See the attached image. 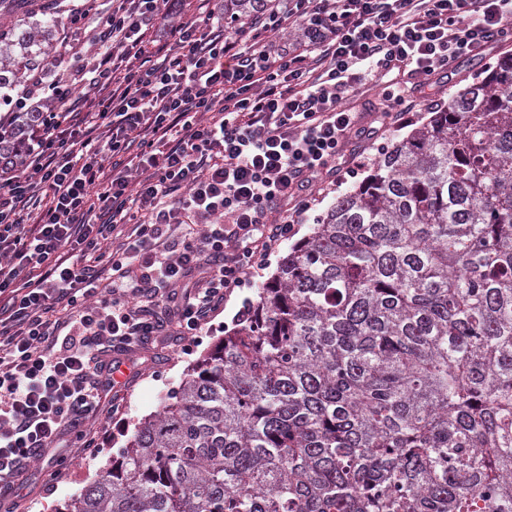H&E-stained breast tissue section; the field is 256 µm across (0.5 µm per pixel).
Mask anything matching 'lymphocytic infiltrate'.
Segmentation results:
<instances>
[{
  "label": "lymphocytic infiltrate",
  "instance_id": "lymphocytic-infiltrate-1",
  "mask_svg": "<svg viewBox=\"0 0 512 512\" xmlns=\"http://www.w3.org/2000/svg\"><path fill=\"white\" fill-rule=\"evenodd\" d=\"M167 2L112 0L23 174L0 183V512H18L31 465L51 457L59 479L94 447L110 354L210 329L307 222L301 192L360 168L343 153L356 86L424 83L512 40V0H276L236 38L209 7L144 52ZM293 25L301 49L270 50Z\"/></svg>",
  "mask_w": 512,
  "mask_h": 512
}]
</instances>
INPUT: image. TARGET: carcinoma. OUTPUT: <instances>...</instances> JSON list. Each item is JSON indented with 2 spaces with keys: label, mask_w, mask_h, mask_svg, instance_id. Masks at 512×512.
Returning a JSON list of instances; mask_svg holds the SVG:
<instances>
[{
  "label": "carcinoma",
  "mask_w": 512,
  "mask_h": 512,
  "mask_svg": "<svg viewBox=\"0 0 512 512\" xmlns=\"http://www.w3.org/2000/svg\"><path fill=\"white\" fill-rule=\"evenodd\" d=\"M52 6L0 25V90L53 61ZM63 512H512V56L336 199Z\"/></svg>",
  "instance_id": "obj_1"
}]
</instances>
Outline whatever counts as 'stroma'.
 Listing matches in <instances>:
<instances>
[{"instance_id":"35a3bbf8","label":"stroma","mask_w":512,"mask_h":512,"mask_svg":"<svg viewBox=\"0 0 512 512\" xmlns=\"http://www.w3.org/2000/svg\"><path fill=\"white\" fill-rule=\"evenodd\" d=\"M512 54V41L497 44L477 57L457 61L450 78H438L430 86H412L411 94L417 99V117L426 121L432 108L447 103L449 96L468 85L472 78L486 67L495 65L499 59ZM290 242H283L270 257L269 266L261 277L255 278L252 288L234 294L223 313L214 321L212 330L193 342L192 354H183L178 343L168 340L147 347L142 352L144 363L139 373L128 374L124 384L106 388L102 414H109L112 402L125 406L123 428L108 427L100 438L98 454H79L74 470L54 485H46L44 472L35 468L29 471L26 480L17 487L16 495L24 512H57L60 505L80 492L112 462V456L125 440L132 435L136 425L146 416L156 412L168 399L170 392L186 378L198 357L206 354L225 334L236 325L234 316L243 298H255L256 286L271 278L282 256L290 249Z\"/></svg>"}]
</instances>
